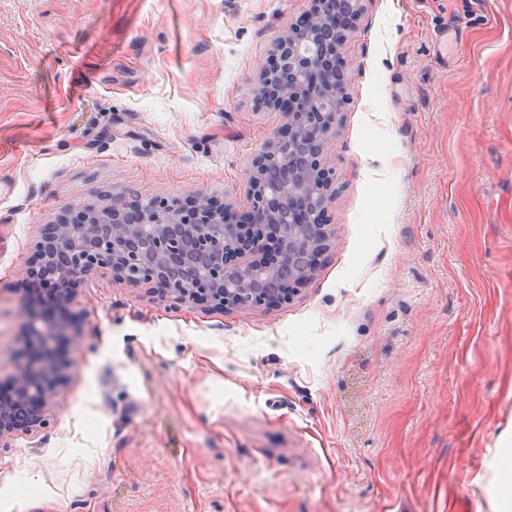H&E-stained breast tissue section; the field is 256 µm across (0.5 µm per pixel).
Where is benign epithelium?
Here are the masks:
<instances>
[{
    "instance_id": "1",
    "label": "benign epithelium",
    "mask_w": 512,
    "mask_h": 512,
    "mask_svg": "<svg viewBox=\"0 0 512 512\" xmlns=\"http://www.w3.org/2000/svg\"><path fill=\"white\" fill-rule=\"evenodd\" d=\"M358 3L311 0L276 37L255 94L287 113L288 125L254 160L247 211L204 197L71 208L34 243L24 280L44 283L41 292L62 307L100 271L220 309L290 299L315 274L331 240L323 223L330 180L319 157L336 121V84L348 73L340 47ZM65 329L61 317L26 325L36 356L14 375L11 398L0 401V440L46 425V408L63 382L53 343Z\"/></svg>"
}]
</instances>
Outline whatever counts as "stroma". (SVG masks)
<instances>
[{
    "mask_svg": "<svg viewBox=\"0 0 512 512\" xmlns=\"http://www.w3.org/2000/svg\"><path fill=\"white\" fill-rule=\"evenodd\" d=\"M311 0H0V388L23 269L72 207L250 205L255 85ZM320 166L332 238L286 303L88 276L0 512H498L511 481L512 0H362Z\"/></svg>",
    "mask_w": 512,
    "mask_h": 512,
    "instance_id": "stroma-1",
    "label": "stroma"
}]
</instances>
